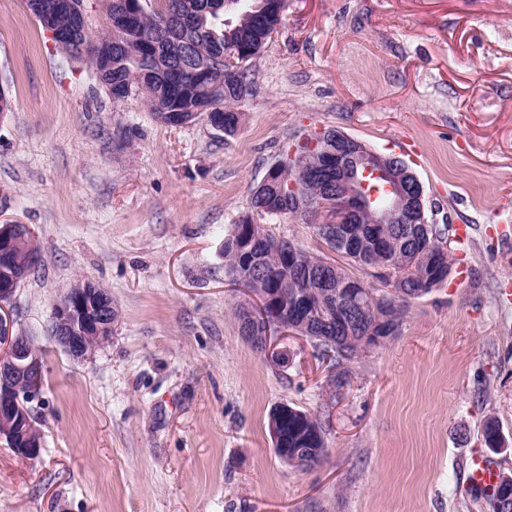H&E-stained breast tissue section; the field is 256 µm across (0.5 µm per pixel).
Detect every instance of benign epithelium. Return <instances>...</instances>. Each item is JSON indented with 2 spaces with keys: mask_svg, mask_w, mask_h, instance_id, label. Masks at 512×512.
<instances>
[{
  "mask_svg": "<svg viewBox=\"0 0 512 512\" xmlns=\"http://www.w3.org/2000/svg\"><path fill=\"white\" fill-rule=\"evenodd\" d=\"M31 7L57 44L64 42L83 43L84 52L99 57V81L108 86L112 58L105 52L111 41L118 40L127 25V12L117 14L105 10V21L113 40L84 43L90 32L89 20L83 0H31ZM65 17L69 25L56 26V21ZM334 172L332 188L318 197H294L289 201L292 214L305 219L314 215L321 222L314 225L320 237L332 238L345 250L362 254L366 251L384 254L390 250L393 240L387 235L363 236L350 224L353 216L369 215L380 224H403V234L416 232V225L428 223L424 202V189L413 169L400 157L374 151L350 135L336 131V150H324L313 154V158L299 162L295 168V179L289 181L290 188L319 172ZM381 177L391 190L390 204L380 210L366 191L369 181ZM37 244L28 230L20 224L0 225V438H5L15 451L25 458H35L43 448L42 432L33 414V405L42 399L45 386V366L42 354L32 337L23 331H14L13 320L4 311L5 303L12 300L26 270L18 263V257L27 256L30 261L38 258ZM401 270L395 271L387 265L368 269L369 275L385 280L393 288L402 287L403 275L419 277L422 290L440 286L450 278L452 266L444 256L429 248L416 249L400 259ZM338 296L357 303H377L379 295L367 288L359 278L346 281V287ZM112 295L106 290L86 281L74 283L53 304L51 337L57 347L74 360H85L108 342L114 328ZM381 321L366 325L351 318L345 310L336 315L335 327L351 331L356 326L362 329L365 348L374 349L384 339L377 336ZM291 406L283 403L273 410L269 429L274 447L283 459L289 451L280 436L282 419Z\"/></svg>",
  "mask_w": 512,
  "mask_h": 512,
  "instance_id": "7a95c632",
  "label": "benign epithelium"
}]
</instances>
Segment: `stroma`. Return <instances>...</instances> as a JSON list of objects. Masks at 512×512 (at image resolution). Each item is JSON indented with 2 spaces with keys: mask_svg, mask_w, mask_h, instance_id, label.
<instances>
[{
  "mask_svg": "<svg viewBox=\"0 0 512 512\" xmlns=\"http://www.w3.org/2000/svg\"><path fill=\"white\" fill-rule=\"evenodd\" d=\"M0 85V224L42 258L7 310L46 369L40 456L0 438V512H490L465 482L478 455L512 473V0H288L231 135L112 100L26 0H0ZM333 128L405 159L432 222L472 239L381 346L334 366L280 336L281 363L229 314L224 231L288 145ZM268 226L328 252L302 217ZM78 280L120 314L84 361L50 339ZM281 403L319 417V464L278 456Z\"/></svg>",
  "mask_w": 512,
  "mask_h": 512,
  "instance_id": "1",
  "label": "stroma"
}]
</instances>
